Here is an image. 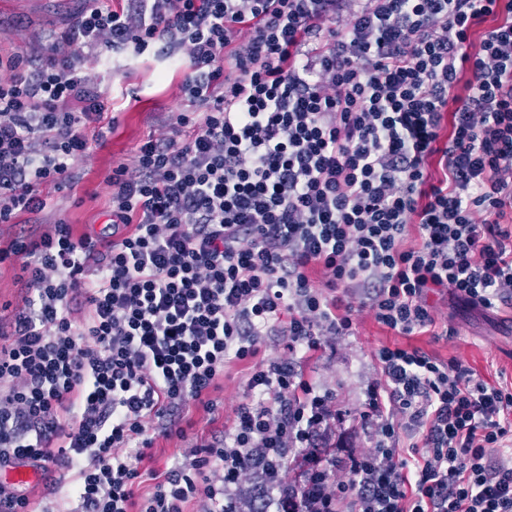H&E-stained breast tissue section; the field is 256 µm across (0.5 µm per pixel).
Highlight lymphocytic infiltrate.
I'll use <instances>...</instances> for the list:
<instances>
[{"instance_id": "f902f5d3", "label": "lymphocytic infiltrate", "mask_w": 512, "mask_h": 512, "mask_svg": "<svg viewBox=\"0 0 512 512\" xmlns=\"http://www.w3.org/2000/svg\"><path fill=\"white\" fill-rule=\"evenodd\" d=\"M157 43L184 52L185 136L113 168L100 232L0 246L27 293L0 329V469L61 472L76 512H242L254 477L273 512H512V383L382 347L373 445L340 466L313 444L336 396L289 363L351 335L352 288L403 336L433 325L428 291L512 298V0H83L36 65L0 60L1 224L53 206L105 135L84 49ZM272 330L286 361L260 357ZM236 361L232 429L142 490L156 436H186L173 412L214 411Z\"/></svg>"}]
</instances>
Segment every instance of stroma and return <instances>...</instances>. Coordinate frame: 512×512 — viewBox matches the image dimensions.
Instances as JSON below:
<instances>
[{"label": "stroma", "mask_w": 512, "mask_h": 512, "mask_svg": "<svg viewBox=\"0 0 512 512\" xmlns=\"http://www.w3.org/2000/svg\"><path fill=\"white\" fill-rule=\"evenodd\" d=\"M81 6V0H0V56L25 60L39 56L50 35L67 29ZM80 65L114 100L112 131L102 146L77 162L74 190L57 193L54 209L20 215L14 225L0 224V242H9L18 224L41 230L61 217L75 234L100 231L108 222L106 178L113 167L132 163L140 143L166 132L178 113L191 109L182 91L181 57L170 47L158 44L141 55L129 49L102 50L85 54ZM426 301L435 319L429 332L400 335L364 310L355 315L352 335L328 340L303 362L305 377L336 395L339 417L330 431L317 436L318 448L341 461L369 446L371 428L359 414L369 388L380 379L376 353L381 347H416L444 362L456 359L490 383L502 374L512 377V300L483 309L443 290L429 292ZM248 368L245 362L227 365L218 388L210 392L217 403L215 413L187 405L186 438H157L154 457L144 460L141 470L161 472L187 463L196 442L222 436L233 423L232 405L246 387Z\"/></svg>", "instance_id": "obj_1"}]
</instances>
